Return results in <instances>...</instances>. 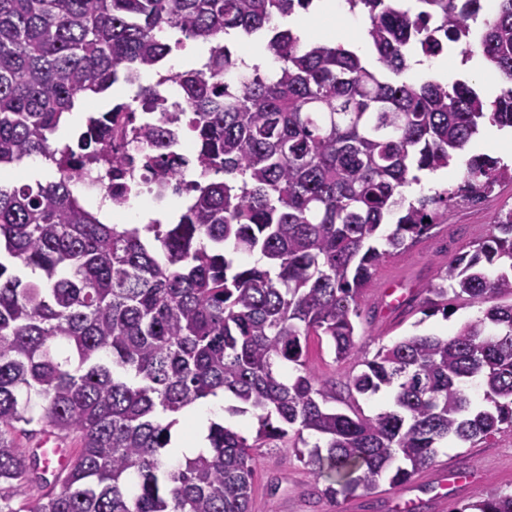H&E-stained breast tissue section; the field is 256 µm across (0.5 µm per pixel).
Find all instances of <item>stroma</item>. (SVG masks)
Segmentation results:
<instances>
[{
  "mask_svg": "<svg viewBox=\"0 0 512 512\" xmlns=\"http://www.w3.org/2000/svg\"><path fill=\"white\" fill-rule=\"evenodd\" d=\"M509 207L512 184L496 188L481 203L452 204L447 223L437 225L430 235L380 265L361 298L356 355L335 362L327 340L311 337L310 360L320 376L344 384L359 361L372 358L381 347L414 335H445L482 316L483 306L455 299L450 300L444 316L394 307L387 283L395 281L399 295L418 294L435 281L450 259L468 250L475 237L489 233L497 212ZM324 487V480L315 479L292 449H258L254 512H451L490 491H512V431L471 445L449 440L439 448L436 466L400 489L383 482L377 488L357 491L351 498L332 500L324 496Z\"/></svg>",
  "mask_w": 512,
  "mask_h": 512,
  "instance_id": "stroma-1",
  "label": "stroma"
}]
</instances>
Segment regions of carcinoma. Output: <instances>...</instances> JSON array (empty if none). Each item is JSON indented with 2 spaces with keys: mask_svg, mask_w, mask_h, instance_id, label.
I'll use <instances>...</instances> for the list:
<instances>
[{
  "mask_svg": "<svg viewBox=\"0 0 512 512\" xmlns=\"http://www.w3.org/2000/svg\"><path fill=\"white\" fill-rule=\"evenodd\" d=\"M313 0H0V168L41 157L45 183H0V512H252L255 451L292 448L347 498L399 488L436 464L440 444L512 430V208L472 250L408 301L448 316V293L488 308L449 336L381 348L349 376V394L385 392L373 415L327 407L336 385L309 362L312 336L334 360L355 355L360 297L374 269L476 203L512 169L488 154L462 182L409 199L414 171L448 167L487 119L512 128V0H346L369 20L365 54L302 38L282 20ZM261 36L276 67L244 62L224 36ZM207 45L174 80L194 153L168 150L169 113L155 86L88 115L75 139L53 138L81 97L163 64L166 38ZM478 48L503 85L492 101L465 81L401 78L407 54ZM119 124L155 148L164 181L200 170L174 224H108L74 194L107 169L112 205L129 193L132 159ZM222 180H211L212 174ZM257 260L233 267L226 245ZM222 392L252 414V438L209 426L210 452L168 454L177 415ZM74 445L50 489L40 454L16 433ZM452 512H512L494 490Z\"/></svg>",
  "mask_w": 512,
  "mask_h": 512,
  "instance_id": "obj_1",
  "label": "carcinoma"
}]
</instances>
